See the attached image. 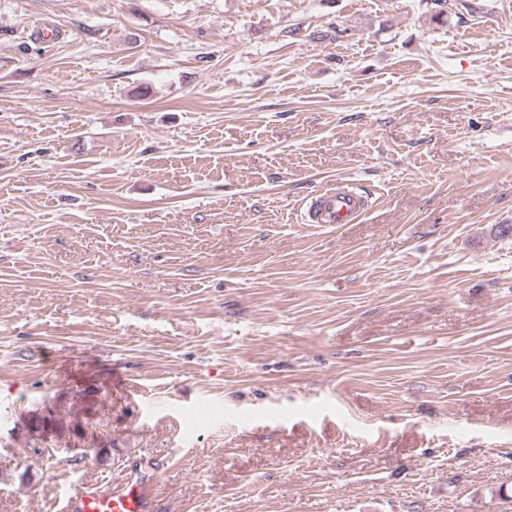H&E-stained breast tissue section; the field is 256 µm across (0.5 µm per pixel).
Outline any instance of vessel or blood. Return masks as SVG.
I'll return each mask as SVG.
<instances>
[{
    "label": "vessel or blood",
    "mask_w": 512,
    "mask_h": 512,
    "mask_svg": "<svg viewBox=\"0 0 512 512\" xmlns=\"http://www.w3.org/2000/svg\"><path fill=\"white\" fill-rule=\"evenodd\" d=\"M368 209L366 197L339 185L314 196L304 212L309 224H354ZM155 505L141 479L105 484L67 498L65 512H154Z\"/></svg>",
    "instance_id": "vessel-or-blood-1"
}]
</instances>
